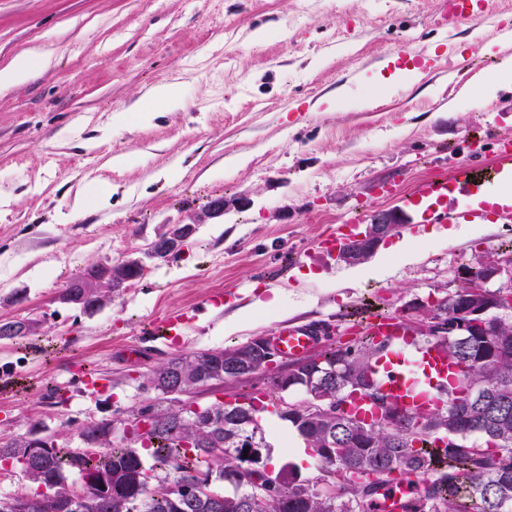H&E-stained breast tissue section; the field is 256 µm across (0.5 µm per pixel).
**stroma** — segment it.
<instances>
[{
  "label": "stroma",
  "instance_id": "obj_1",
  "mask_svg": "<svg viewBox=\"0 0 512 512\" xmlns=\"http://www.w3.org/2000/svg\"><path fill=\"white\" fill-rule=\"evenodd\" d=\"M444 7L0 0V69L23 53L36 65L0 87V320L39 322L35 335L0 342V439L36 424L77 447L88 421L152 403L153 367L283 323H330L344 342L373 310L416 324V302L445 293L462 261L512 240V223L467 225L451 240L417 224L399 231L417 262L389 265L380 249L362 276L320 245L355 214L397 207L384 181L408 189L451 174L470 142L512 135V89L479 105L463 91L474 75L512 66V45L479 21L441 27ZM397 49L423 52L422 78L372 83ZM166 84L181 91L177 108L153 97ZM147 109L155 117L144 124ZM217 197L223 214L204 217ZM177 223L195 227L179 259L147 258ZM130 258L143 259L142 278L101 310L55 302L81 269ZM271 288L286 294L280 311L225 334V317ZM219 293L222 307L208 306ZM177 308L189 327L144 341L143 329ZM90 376L98 391L85 389Z\"/></svg>",
  "mask_w": 512,
  "mask_h": 512
}]
</instances>
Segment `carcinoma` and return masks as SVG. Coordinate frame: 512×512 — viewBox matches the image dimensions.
<instances>
[{"label": "carcinoma", "mask_w": 512, "mask_h": 512, "mask_svg": "<svg viewBox=\"0 0 512 512\" xmlns=\"http://www.w3.org/2000/svg\"><path fill=\"white\" fill-rule=\"evenodd\" d=\"M468 278L454 281L446 303L437 308L438 335L421 341L441 343L446 352L464 366L456 385L426 413V422L414 432L420 416H406L392 426L364 428L356 415L346 410V393L366 385L384 403L394 401L375 380V366L385 343L364 333L351 342L337 339L314 355L311 363L289 369L288 380L297 391L319 386L336 397L335 411L314 413L303 398L293 404L288 426L304 441L318 460L317 477L331 472L336 478V498L326 501L315 487L298 482L297 468L288 466V478L265 496L263 512H375L399 479L421 480L403 512H512V314L503 317L488 311L477 321L471 317L477 299L472 284L485 268L469 263ZM112 287L101 290L102 301L135 281L143 270L124 262ZM471 326L461 330V322ZM25 319L1 320L0 341L21 339ZM190 356L173 357L155 366L147 381L158 402L130 413L139 423L143 413L157 417L153 429L121 439L110 437L122 420L102 418L79 431L82 447L66 448L55 439L31 449L24 436L0 441V462H17L24 476L41 492L35 495L0 496L12 503L9 512H71L68 496L73 492L68 474L96 473L104 485L82 488L81 512H248L249 497L256 494L262 476L243 457L246 447L268 448L260 416L224 417V405L164 406L166 376L186 367ZM149 445L154 464L145 466L137 443ZM224 449V474L213 477L209 495L190 503L169 497L167 472L174 480L197 481L208 476L215 461L212 449Z\"/></svg>", "instance_id": "1"}]
</instances>
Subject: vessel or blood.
Segmentation results:
<instances>
[{
	"instance_id": "b4317fda",
	"label": "vessel or blood",
	"mask_w": 512,
	"mask_h": 512,
	"mask_svg": "<svg viewBox=\"0 0 512 512\" xmlns=\"http://www.w3.org/2000/svg\"><path fill=\"white\" fill-rule=\"evenodd\" d=\"M448 15L452 21L493 19L489 0H448ZM493 172L484 178L475 175L480 162V145L469 146L467 159L447 178L423 180L409 192H398L397 182L383 186L382 193L397 198L402 209L417 210L423 199L436 201L427 210L430 224H453L460 213H469L474 221L484 217L482 210L472 205L473 195L485 193L512 194V136H497L492 140ZM365 329L376 339L387 342L388 348L377 366V377L384 390L397 398L404 409L415 412L427 410L436 401L438 386L448 380V358L434 342L414 343L409 340L405 323L400 316H372ZM318 340L315 330L288 324L280 325L275 341L281 354L296 358L313 347Z\"/></svg>"
}]
</instances>
